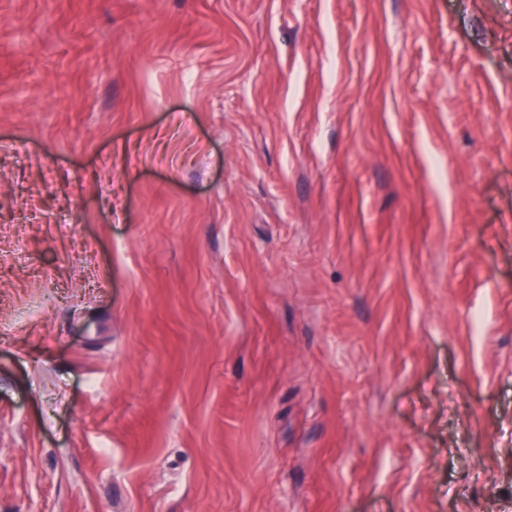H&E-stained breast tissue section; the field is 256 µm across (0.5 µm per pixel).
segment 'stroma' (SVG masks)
Here are the masks:
<instances>
[{"label":"stroma","mask_w":512,"mask_h":512,"mask_svg":"<svg viewBox=\"0 0 512 512\" xmlns=\"http://www.w3.org/2000/svg\"><path fill=\"white\" fill-rule=\"evenodd\" d=\"M0 512H512V0H0Z\"/></svg>","instance_id":"stroma-1"}]
</instances>
